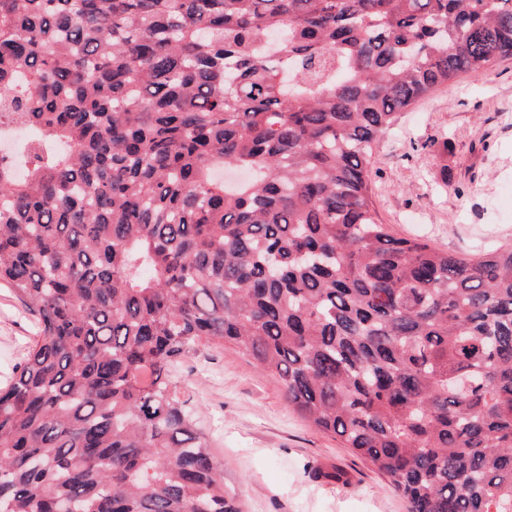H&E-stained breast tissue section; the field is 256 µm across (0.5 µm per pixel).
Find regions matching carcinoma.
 Listing matches in <instances>:
<instances>
[{
    "instance_id": "1",
    "label": "carcinoma",
    "mask_w": 512,
    "mask_h": 512,
    "mask_svg": "<svg viewBox=\"0 0 512 512\" xmlns=\"http://www.w3.org/2000/svg\"><path fill=\"white\" fill-rule=\"evenodd\" d=\"M512 57V0H0V512H241L172 369L231 344L409 512H512V246L376 210L396 116ZM37 332L33 312L15 299L10 288L0 284V387L11 382Z\"/></svg>"
}]
</instances>
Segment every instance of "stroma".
Listing matches in <instances>:
<instances>
[{
    "label": "stroma",
    "instance_id": "35a3bbf8",
    "mask_svg": "<svg viewBox=\"0 0 512 512\" xmlns=\"http://www.w3.org/2000/svg\"><path fill=\"white\" fill-rule=\"evenodd\" d=\"M372 179L396 236L462 254L512 245V58L400 113L373 151ZM37 332L33 312L0 284V387ZM175 377L241 512H408L384 477L295 413L278 377L238 348L189 355ZM336 470L343 481L327 480Z\"/></svg>",
    "mask_w": 512,
    "mask_h": 512
}]
</instances>
